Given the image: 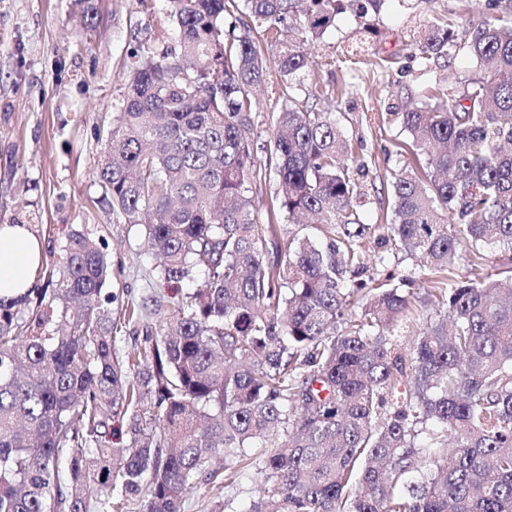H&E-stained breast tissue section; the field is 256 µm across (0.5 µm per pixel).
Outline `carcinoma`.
<instances>
[{"label": "carcinoma", "mask_w": 512, "mask_h": 512, "mask_svg": "<svg viewBox=\"0 0 512 512\" xmlns=\"http://www.w3.org/2000/svg\"><path fill=\"white\" fill-rule=\"evenodd\" d=\"M383 2L164 0L174 42L131 54L97 177L163 282L205 276L123 353L115 336L148 305L113 315L108 257L80 232L36 300H0V512H181L233 468L256 486L247 512H512V12L487 0L468 39L420 33L422 63L464 50L483 70L392 113L418 168L394 177L390 222L367 224L368 161L301 92L306 46ZM269 43L286 105L260 166L249 92ZM263 167L299 226L286 236L252 213ZM373 237L418 268L367 263ZM462 240L496 273L457 279ZM422 308L434 318L402 353Z\"/></svg>", "instance_id": "cac0c4a2"}]
</instances>
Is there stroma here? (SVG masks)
<instances>
[{"instance_id": "stroma-1", "label": "stroma", "mask_w": 512, "mask_h": 512, "mask_svg": "<svg viewBox=\"0 0 512 512\" xmlns=\"http://www.w3.org/2000/svg\"><path fill=\"white\" fill-rule=\"evenodd\" d=\"M483 10L484 0H385L376 15H337L310 47L315 65L303 96L315 110L334 113L358 153L373 159L362 208L366 223H384L380 200L411 160L398 149L406 135L389 120V107L410 90L444 86L456 93L480 72L463 55L422 67L414 50L418 26L450 13L475 20ZM173 30L159 2L144 13L135 0H0V224L31 225L43 239L39 283L58 270L67 238L77 231L109 255L105 292L136 301L166 293L143 249V226L113 216L96 169L122 105L132 47L143 33L157 44L171 43ZM363 36V64L347 66L344 48ZM393 57L397 65L384 67ZM279 81L277 69L269 68L254 92L253 139L260 146L271 137ZM275 189L274 175L254 179L252 210L258 222L291 231L287 218L273 211ZM252 491L250 478L231 472L223 488L200 482L189 489L182 512H241Z\"/></svg>"}]
</instances>
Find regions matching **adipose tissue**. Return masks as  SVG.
<instances>
[{
	"mask_svg": "<svg viewBox=\"0 0 512 512\" xmlns=\"http://www.w3.org/2000/svg\"><path fill=\"white\" fill-rule=\"evenodd\" d=\"M43 257V242L27 224H0V298L27 295Z\"/></svg>",
	"mask_w": 512,
	"mask_h": 512,
	"instance_id": "ef3b65f1",
	"label": "adipose tissue"
}]
</instances>
